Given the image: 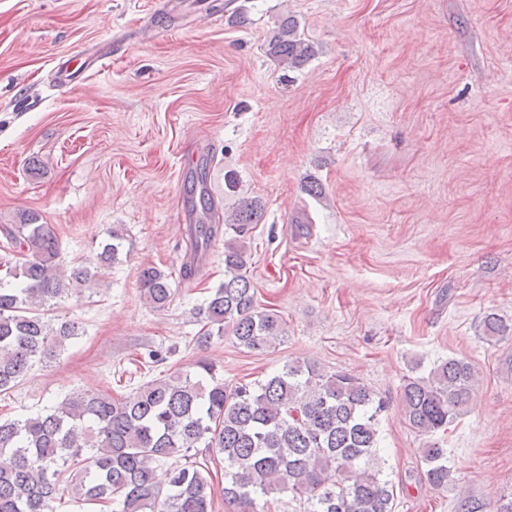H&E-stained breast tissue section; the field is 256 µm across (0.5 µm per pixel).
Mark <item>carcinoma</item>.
Returning a JSON list of instances; mask_svg holds the SVG:
<instances>
[{"label": "carcinoma", "instance_id": "obj_1", "mask_svg": "<svg viewBox=\"0 0 512 512\" xmlns=\"http://www.w3.org/2000/svg\"><path fill=\"white\" fill-rule=\"evenodd\" d=\"M266 53L290 69L315 49L286 17ZM261 214L259 201L244 200L231 218L237 237L224 244V281L197 312L201 345L229 330L239 346L263 354L285 335L279 316L256 304L246 275L251 249L239 234ZM215 234L211 225H195L193 254L206 251ZM5 236L14 255L0 263V393L74 337L70 324L51 326L45 306L119 262L124 239L112 226L91 269L59 262L55 233L36 213ZM139 283L154 308L171 301L165 271L146 265ZM475 384L468 362L436 361L427 375L405 379L401 410L412 428L431 435L464 414ZM387 407L360 378L329 374L310 359L230 389L214 363L199 359L193 371L160 376L127 396L74 391L43 412L0 418V512H57L66 497L115 512H212L209 472L186 461L197 448L223 457L224 500L237 512H266L258 501L284 493L306 503L305 512H394V485L377 453L378 417ZM421 461L425 482L447 488L448 449L430 444ZM164 465L161 481L156 472Z\"/></svg>", "mask_w": 512, "mask_h": 512}]
</instances>
